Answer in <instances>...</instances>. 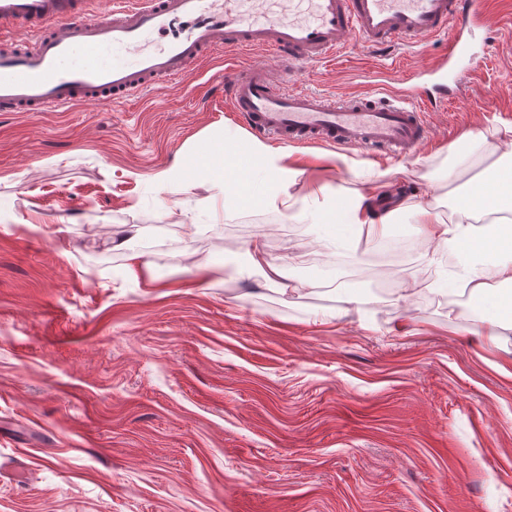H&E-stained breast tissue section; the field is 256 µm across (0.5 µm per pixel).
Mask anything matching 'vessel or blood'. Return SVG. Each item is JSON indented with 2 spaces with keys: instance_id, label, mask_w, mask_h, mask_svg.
Returning <instances> with one entry per match:
<instances>
[{
  "instance_id": "b4317fda",
  "label": "vessel or blood",
  "mask_w": 512,
  "mask_h": 512,
  "mask_svg": "<svg viewBox=\"0 0 512 512\" xmlns=\"http://www.w3.org/2000/svg\"><path fill=\"white\" fill-rule=\"evenodd\" d=\"M481 0H0V112L106 108L183 77L224 49L270 52L276 68L225 76L224 104L252 137L409 156L429 139L424 97L334 99L284 90L289 68L335 58L353 38L379 49L444 34L459 59L484 27Z\"/></svg>"
}]
</instances>
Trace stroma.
I'll use <instances>...</instances> for the list:
<instances>
[{
    "label": "stroma",
    "mask_w": 512,
    "mask_h": 512,
    "mask_svg": "<svg viewBox=\"0 0 512 512\" xmlns=\"http://www.w3.org/2000/svg\"><path fill=\"white\" fill-rule=\"evenodd\" d=\"M488 8L501 32L469 38L473 67L432 71L444 35L426 54L355 39L290 77L340 98L383 74L441 103L408 157L349 149L354 167L334 169L321 148L286 146L302 170L287 209L225 207L219 180H159L211 142L245 166L252 138L215 86L261 55L224 52L108 112H0V512H512V327L482 350L473 299L449 318L431 296L443 265L409 213L391 234L412 253L380 260L366 237L351 273L307 216L318 188L340 205L380 174L445 218L500 163L479 143L512 124V0ZM258 237L316 288L239 276Z\"/></svg>",
    "instance_id": "1"
}]
</instances>
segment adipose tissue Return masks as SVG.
<instances>
[{
    "mask_svg": "<svg viewBox=\"0 0 512 512\" xmlns=\"http://www.w3.org/2000/svg\"><path fill=\"white\" fill-rule=\"evenodd\" d=\"M250 163L263 167L272 175L262 199L272 206H287L289 190L296 184L301 171L288 163L283 152L270 150L261 142L252 143L247 151ZM495 181L477 180L470 184L465 199L454 220H443L433 208L417 206L421 240L433 253L454 251L457 261L448 273L439 278L435 289L440 293H469L481 301L485 328L477 332L478 344L495 342L498 328L504 322L497 315L506 302L499 288L512 286V169L499 168ZM386 185L373 179L367 189L357 193L336 211L339 228L331 241L346 257H359L363 235L387 237L396 212L404 203L385 207ZM490 216V223H480V216ZM242 275L260 274L270 284L285 292L305 290V283L290 282L284 264L272 260L262 240H253L246 249Z\"/></svg>",
    "mask_w": 512,
    "mask_h": 512,
    "instance_id": "ef3b65f1",
    "label": "adipose tissue"
}]
</instances>
